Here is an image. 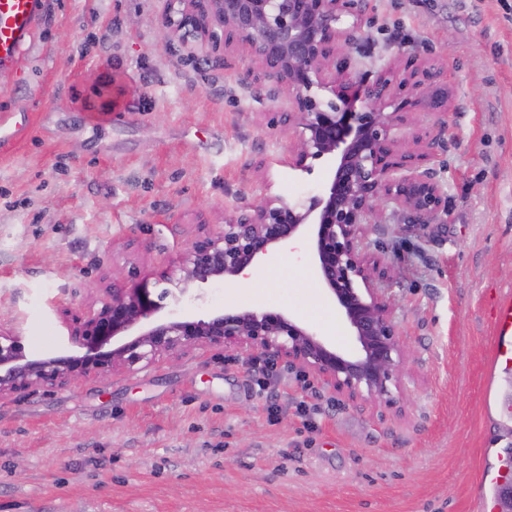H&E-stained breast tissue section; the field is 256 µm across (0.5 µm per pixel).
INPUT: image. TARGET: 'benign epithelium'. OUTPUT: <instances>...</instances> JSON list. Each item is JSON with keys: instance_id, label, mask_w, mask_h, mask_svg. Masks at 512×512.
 Segmentation results:
<instances>
[{"instance_id": "7a95c632", "label": "benign epithelium", "mask_w": 512, "mask_h": 512, "mask_svg": "<svg viewBox=\"0 0 512 512\" xmlns=\"http://www.w3.org/2000/svg\"><path fill=\"white\" fill-rule=\"evenodd\" d=\"M160 33L167 42L193 39L214 51L247 45L261 70L257 82H277L300 128L288 164L309 170L328 164V181L303 203L265 197L224 219V227L195 241L154 293L140 273L112 284L101 307L78 317L62 337L60 354L29 359L21 336L0 329V396L31 387L64 389L116 365L132 367L190 346L234 347L269 365L284 361L314 373L351 402L391 408L401 393L405 346L384 288L374 282L377 260L367 251L372 225L388 205L413 224H431L446 208V195L429 167L432 149L446 142L448 84L444 68L423 61L404 75L391 69L366 81L349 71L358 40L359 0H166ZM352 19L342 27L344 19ZM334 65L335 75L326 69ZM408 97L399 102L394 86ZM426 112L421 131L413 115ZM304 240L310 272L350 329L355 342L342 351L282 312L217 311L151 322L175 301L222 279L233 283L286 243Z\"/></svg>"}]
</instances>
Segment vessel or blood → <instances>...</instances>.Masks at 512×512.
<instances>
[{"mask_svg": "<svg viewBox=\"0 0 512 512\" xmlns=\"http://www.w3.org/2000/svg\"><path fill=\"white\" fill-rule=\"evenodd\" d=\"M41 11L40 0H0V64L22 59L34 35Z\"/></svg>", "mask_w": 512, "mask_h": 512, "instance_id": "vessel-or-blood-1", "label": "vessel or blood"}]
</instances>
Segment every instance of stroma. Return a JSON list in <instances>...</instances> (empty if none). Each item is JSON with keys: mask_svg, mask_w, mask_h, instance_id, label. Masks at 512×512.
I'll return each instance as SVG.
<instances>
[{"mask_svg": "<svg viewBox=\"0 0 512 512\" xmlns=\"http://www.w3.org/2000/svg\"><path fill=\"white\" fill-rule=\"evenodd\" d=\"M165 0H43L22 61L0 68V322L56 354L115 271L156 279L225 215L318 192L293 169L300 130L241 43L215 57L157 37ZM351 70L445 65L448 141L431 163L438 224L386 210L368 236L408 346L385 414L314 375L269 374L233 348L114 367L0 397V512H497L512 445V366L493 361L512 295V0H363ZM285 310L354 341L310 275L279 252L248 282L210 283L194 313Z\"/></svg>", "mask_w": 512, "mask_h": 512, "instance_id": "1", "label": "stroma"}]
</instances>
